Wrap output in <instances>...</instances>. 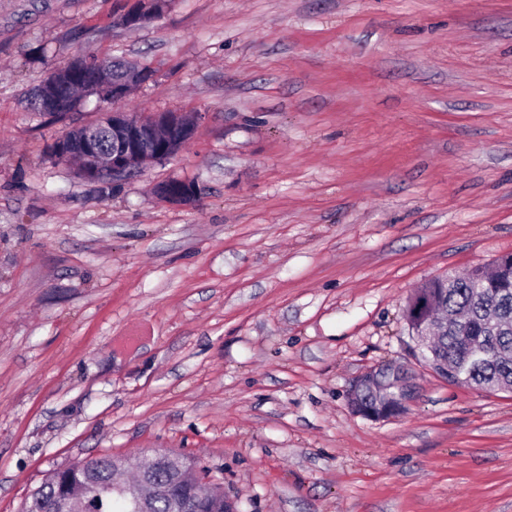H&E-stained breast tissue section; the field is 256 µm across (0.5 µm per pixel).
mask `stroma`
Returning <instances> with one entry per match:
<instances>
[{"label":"stroma","mask_w":512,"mask_h":512,"mask_svg":"<svg viewBox=\"0 0 512 512\" xmlns=\"http://www.w3.org/2000/svg\"><path fill=\"white\" fill-rule=\"evenodd\" d=\"M0 0V512L91 456L167 449L238 512H512V393L452 385L404 311L512 253V0ZM150 63L129 112H200L112 192L26 93ZM170 178L201 190L160 201ZM399 418L352 413L371 368ZM85 57L90 58L92 63L94 65H99L100 68H105V69L112 70V74L113 73H117L121 69L123 62L125 61L123 59H112L111 61H107V60L99 59L98 57H96L94 55H88V56H85ZM88 58H84V59H81V60L77 61L68 70H65V69H67L72 63L67 65V66H65V67H63V68H61L60 70H57L56 72L51 74L45 81H43L41 84H39V86L38 85L35 86L36 88L34 87L35 89L32 91L31 94L29 92L28 93V97H27V102H28V106H29L30 110L32 112H35L36 114L44 115L42 113V111L40 109V106H39V103H38V101L36 99V91L45 82H48V81L52 80L53 77L56 76L55 75L56 73L61 72L63 70H65V71H63V72H61L59 74L63 79H67V80H70L72 82H77V77H78L79 71L85 65H87L89 63V59ZM40 96H41V98H42V100L44 102L45 107L47 108L48 111H50V112H46L47 116L53 117V115H56L59 112H63V110H60L57 89L55 88V86H53L52 82L46 83V84H44L42 86V88L40 90ZM177 188L176 184L171 181H165L155 186L154 192L158 199L163 202L178 205L190 206L194 204L198 198L199 193H192L187 187ZM381 369L385 371L386 377L382 378L378 374V368L365 372L355 383L352 391L366 386H370L373 390L384 389L379 396V403L377 409L381 412L375 414L372 410L375 407L373 397V390L370 388H363L355 391V398L348 397L349 406L353 413L363 416L368 415L372 420H386L402 415L407 407V404L413 397L414 386L411 381V376L405 371H395L394 374L392 367L382 366ZM392 374V376H391ZM391 376V377H390ZM390 389L395 393L390 392ZM365 410V411H363ZM363 411L362 413H360Z\"/></svg>","instance_id":"35a3bbf8"}]
</instances>
